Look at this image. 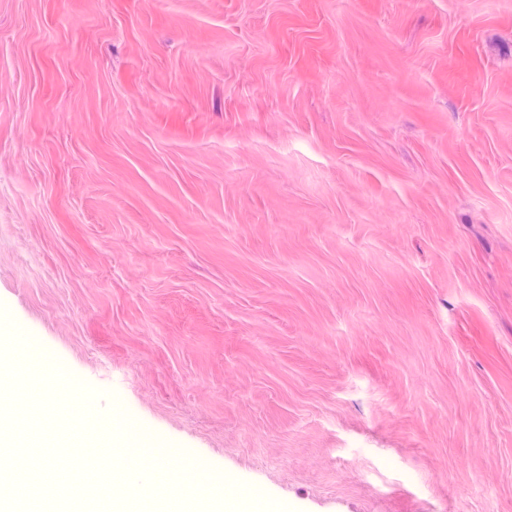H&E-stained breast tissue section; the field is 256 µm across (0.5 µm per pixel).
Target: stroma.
I'll list each match as a JSON object with an SVG mask.
<instances>
[{
  "label": "stroma",
  "instance_id": "stroma-1",
  "mask_svg": "<svg viewBox=\"0 0 512 512\" xmlns=\"http://www.w3.org/2000/svg\"><path fill=\"white\" fill-rule=\"evenodd\" d=\"M112 512H512V0H0V347ZM14 347L16 357L31 372L35 374L42 372L44 363L49 357V350L46 346L32 336H15Z\"/></svg>",
  "mask_w": 512,
  "mask_h": 512
}]
</instances>
